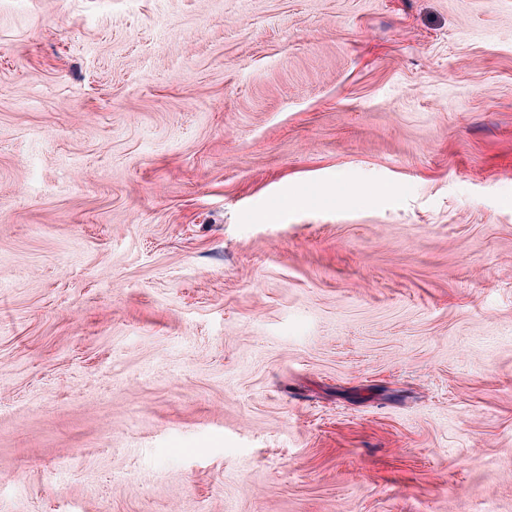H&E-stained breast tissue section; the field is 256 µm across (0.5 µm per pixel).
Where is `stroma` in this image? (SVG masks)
Masks as SVG:
<instances>
[{"mask_svg":"<svg viewBox=\"0 0 512 512\" xmlns=\"http://www.w3.org/2000/svg\"><path fill=\"white\" fill-rule=\"evenodd\" d=\"M0 512H512V0H0Z\"/></svg>","mask_w":512,"mask_h":512,"instance_id":"1","label":"stroma"}]
</instances>
